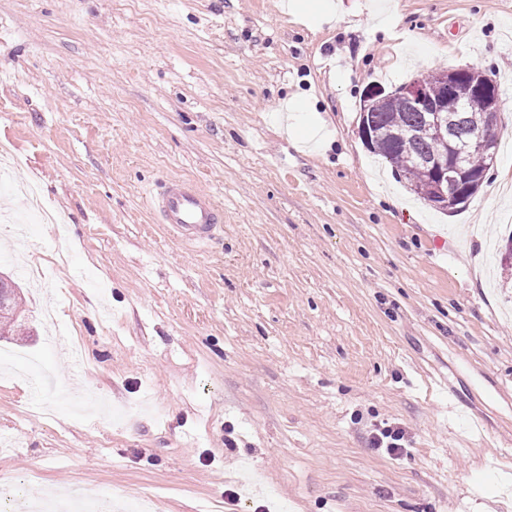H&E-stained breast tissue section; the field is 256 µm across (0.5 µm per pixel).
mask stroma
<instances>
[{
	"label": "stroma",
	"mask_w": 512,
	"mask_h": 512,
	"mask_svg": "<svg viewBox=\"0 0 512 512\" xmlns=\"http://www.w3.org/2000/svg\"><path fill=\"white\" fill-rule=\"evenodd\" d=\"M288 2L0 0V210L29 215L33 183L65 220L0 223L30 328L0 338V473L25 499L512 512V0H398L386 27V0ZM471 65L500 89L499 153L445 215L366 148L359 109ZM294 97L321 135L289 134ZM172 177L223 207L216 242L153 211ZM60 250L69 272L33 290L22 262ZM387 429L402 455L373 447Z\"/></svg>",
	"instance_id": "obj_1"
}]
</instances>
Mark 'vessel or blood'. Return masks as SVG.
I'll return each instance as SVG.
<instances>
[{
  "instance_id": "obj_1",
  "label": "vessel or blood",
  "mask_w": 512,
  "mask_h": 512,
  "mask_svg": "<svg viewBox=\"0 0 512 512\" xmlns=\"http://www.w3.org/2000/svg\"><path fill=\"white\" fill-rule=\"evenodd\" d=\"M151 205L168 228L187 243L211 242L224 224L223 208L212 195L187 179H170L152 197Z\"/></svg>"
}]
</instances>
